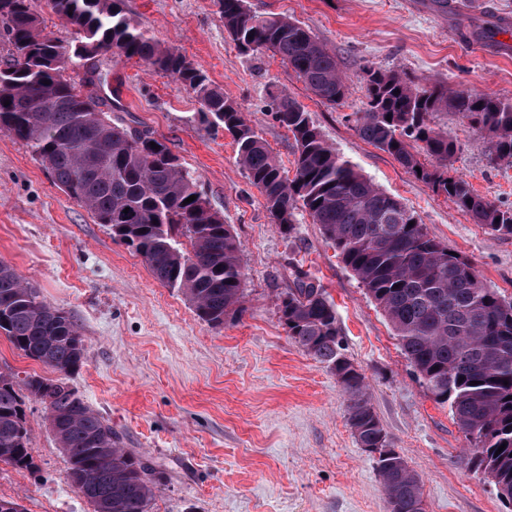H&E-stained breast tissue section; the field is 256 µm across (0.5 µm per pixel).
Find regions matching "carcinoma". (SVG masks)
I'll return each mask as SVG.
<instances>
[{"instance_id": "1", "label": "carcinoma", "mask_w": 512, "mask_h": 512, "mask_svg": "<svg viewBox=\"0 0 512 512\" xmlns=\"http://www.w3.org/2000/svg\"><path fill=\"white\" fill-rule=\"evenodd\" d=\"M122 3L48 0L76 34L66 46L46 31L32 0H0V37L11 47L10 62L0 68V132L23 141L58 188L137 253L155 279L181 292L199 318L220 326L244 302L240 241L198 191L195 172L165 140L112 121L96 93L104 59L112 55L173 76L196 94L200 120L233 136L237 163L261 192L280 232L292 236L300 209L320 225L391 324L428 391L450 405L472 448L468 465L491 477L499 499L512 506V298L485 285L467 259L451 255L428 234L415 211L342 157L297 100L276 95L270 111L296 147L295 173L286 178L244 112L184 55L134 24ZM216 5L239 51H270L322 103L334 106L344 99L348 87L336 57L300 22L253 13L245 0ZM73 67L83 71L81 86L89 91L67 78ZM366 92V109L348 115L363 140L490 234L512 236V206L496 204L450 174L457 142L431 122L436 112L461 114L484 135L490 162L511 166L512 97L476 95L441 83L418 87L379 69L368 71ZM192 195L196 199L183 204ZM279 312L288 340L336 376L357 444L390 447L365 376L345 353L324 288L298 279ZM0 335L54 373L20 379L0 372V462L34 467L24 401L29 397L43 405L68 457V478L94 512H150L163 473L123 448L112 424L70 383L84 363L78 326L2 261ZM377 471L394 512H419L421 479L400 452L377 458Z\"/></svg>"}]
</instances>
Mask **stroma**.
Here are the masks:
<instances>
[{
	"instance_id": "35a3bbf8",
	"label": "stroma",
	"mask_w": 512,
	"mask_h": 512,
	"mask_svg": "<svg viewBox=\"0 0 512 512\" xmlns=\"http://www.w3.org/2000/svg\"><path fill=\"white\" fill-rule=\"evenodd\" d=\"M127 14L203 70L294 174L295 145L264 111L280 93L305 106L328 143L421 217L430 236L470 260L480 280L512 298V237L491 235L346 117L367 104L365 74L399 72L417 86L440 81L512 96V0H247L257 14L293 17L336 57L349 87L322 103L271 53L244 54L214 0H124ZM502 29L490 40L483 32ZM102 108L166 141L242 245V312L223 326L201 320L176 289L53 184L27 146L0 133V262L68 312L85 344L73 383L133 454L162 465L150 512H387L371 454L346 422V397L325 364L292 344L279 319L298 277L332 297L348 357L370 385L392 447L419 474L428 512H508L494 486L466 465L469 446L449 406L437 403L368 298L308 213L285 237L236 160L232 137L199 121L200 105L170 75L143 62L105 59ZM459 151L453 167L481 196L512 206V167L490 163L469 121L438 112ZM35 471L0 463V497L25 512H93L70 483L68 460L42 405L26 401Z\"/></svg>"
}]
</instances>
